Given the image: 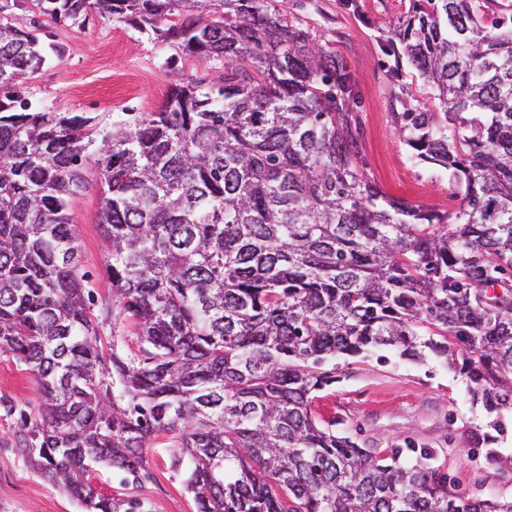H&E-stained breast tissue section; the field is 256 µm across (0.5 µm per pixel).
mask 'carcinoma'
<instances>
[{
	"label": "carcinoma",
	"mask_w": 512,
	"mask_h": 512,
	"mask_svg": "<svg viewBox=\"0 0 512 512\" xmlns=\"http://www.w3.org/2000/svg\"><path fill=\"white\" fill-rule=\"evenodd\" d=\"M25 2L56 23L108 13L224 63V79L177 83L106 132L96 116L32 107L26 76L61 49L0 17V352L42 388L35 417L0 404L20 455L85 512H133L91 473L141 480L160 433L180 448L173 467L191 463L198 512H512L311 411L336 382L320 366L382 349L459 367L495 428L512 409V297L479 288L512 282V16L413 0L394 28L439 102L398 113L401 132L462 191L438 217L363 177L350 73L267 0ZM91 159L112 306L137 359L104 347L110 308L91 312L79 272L69 202Z\"/></svg>",
	"instance_id": "obj_1"
}]
</instances>
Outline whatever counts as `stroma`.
Masks as SVG:
<instances>
[{"instance_id":"stroma-1","label":"stroma","mask_w":512,"mask_h":512,"mask_svg":"<svg viewBox=\"0 0 512 512\" xmlns=\"http://www.w3.org/2000/svg\"><path fill=\"white\" fill-rule=\"evenodd\" d=\"M300 22L323 48L339 54L356 86L353 117L361 138L366 177L389 198L427 210L452 213L460 199L435 165L420 161L405 142L398 113L434 108L408 68L389 47L393 28L412 8V0H268ZM14 26L49 33L62 56L29 74L25 96L43 110L84 112L102 128L127 112H153L171 85L195 78L220 82L224 66L184 57L155 35L112 16L90 11L81 25L54 23L49 17L12 9ZM88 187L70 209L86 286L96 303L112 300L106 267L108 243L99 222L100 174L88 167ZM334 384L317 391L313 413L337 434L388 455H429L430 467L446 473L471 499L512 500V412L501 415L503 430L490 427L481 405L473 402L458 370L434 358L414 361L389 350L329 361ZM0 397L37 412L42 396L35 375L15 356L0 353ZM178 448L168 435L146 448V474L125 482L103 466L91 483L100 493L129 500L135 512H197L186 488L188 468L175 469ZM0 512H83L64 490L33 470L16 451L15 419L0 410Z\"/></svg>"}]
</instances>
